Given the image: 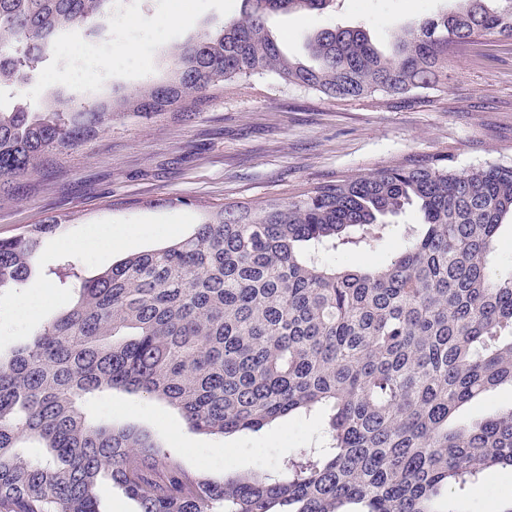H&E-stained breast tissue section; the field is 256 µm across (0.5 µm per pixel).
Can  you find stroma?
Segmentation results:
<instances>
[{
    "instance_id": "35a3bbf8",
    "label": "stroma",
    "mask_w": 512,
    "mask_h": 512,
    "mask_svg": "<svg viewBox=\"0 0 512 512\" xmlns=\"http://www.w3.org/2000/svg\"><path fill=\"white\" fill-rule=\"evenodd\" d=\"M243 6L244 0H129L126 15L113 26L110 58L91 56L101 38L97 29L80 35L82 49L70 55L60 46L71 35L59 33L41 65L53 83L32 82L18 96L1 92L0 111H10L20 98L31 110L46 109L71 90L81 67L95 70L83 89L89 102L117 100L146 81L166 80L173 47L220 28ZM443 6L444 0H338L324 11L271 14L267 28L291 58L304 61L310 39L323 30L360 26L384 49L393 30ZM451 62L450 77L433 92L430 106L334 100L268 73L239 81L188 114L114 112L108 128L21 181L14 201L0 202V234L6 236L50 216L63 222L35 259L36 280L51 296L40 314L19 320L14 308L25 288L0 289V354L10 355L67 306L72 293L55 275L59 264L73 262L92 277L130 254L191 235L215 204L260 206L414 157L444 158L457 172L511 163L512 40H471ZM419 221L416 210L407 208L376 251H338L326 259L339 266L390 259L408 225ZM107 224L123 230L124 244L93 261L74 256L76 241ZM84 410L98 422L155 439L185 469L216 480L231 470L272 474L296 449L325 444L317 411L258 431L214 435L190 429L164 401L121 389L91 399ZM477 487L464 496L467 512H500L512 502V469L487 470Z\"/></svg>"
}]
</instances>
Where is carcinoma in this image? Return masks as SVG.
I'll return each instance as SVG.
<instances>
[{"label":"carcinoma","mask_w":512,"mask_h":512,"mask_svg":"<svg viewBox=\"0 0 512 512\" xmlns=\"http://www.w3.org/2000/svg\"><path fill=\"white\" fill-rule=\"evenodd\" d=\"M248 9L179 49L170 78L118 102L0 112V191L30 179L112 122L116 110L192 112L243 78L341 101L428 105L456 45L512 39V0H456L394 33L384 54L361 28L318 33L310 61L283 52L272 12L332 0H246ZM112 0H0V88L38 75L60 30L98 26ZM422 222L381 263L338 267L321 254L370 252L387 218ZM512 220V165L453 172L433 157L314 186L258 208L209 207L194 233L84 279L76 302L0 357V512H100L108 480L139 512H461L448 497L512 468V405L461 422L465 405L512 385V273L490 270ZM51 217L0 237V288L26 284ZM114 389L142 392L208 434L259 430L315 409L328 447L301 448L276 476L183 468L131 428L82 409ZM23 438L47 449L31 463Z\"/></svg>","instance_id":"carcinoma-1"}]
</instances>
